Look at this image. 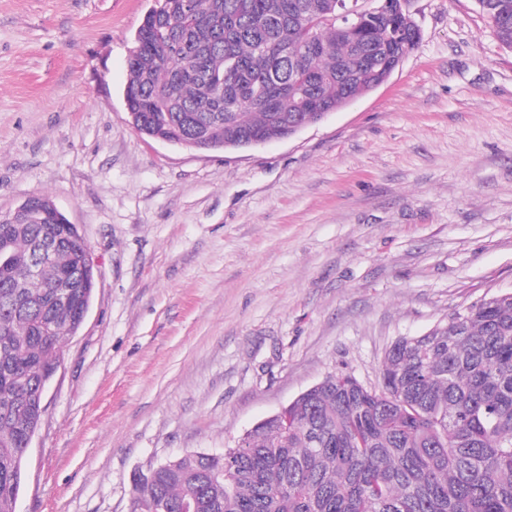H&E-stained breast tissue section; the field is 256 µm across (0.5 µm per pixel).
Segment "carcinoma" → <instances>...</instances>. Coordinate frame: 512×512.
Returning a JSON list of instances; mask_svg holds the SVG:
<instances>
[{
  "mask_svg": "<svg viewBox=\"0 0 512 512\" xmlns=\"http://www.w3.org/2000/svg\"><path fill=\"white\" fill-rule=\"evenodd\" d=\"M158 0L135 36L126 111L149 139L191 149L285 138L386 83L420 30L398 0ZM512 49V0H476ZM41 224H2L0 512H14L39 386L94 289L52 299L78 239L30 274ZM130 512H512V295L463 307L386 351L380 382L329 376L220 452L187 450L133 478Z\"/></svg>",
  "mask_w": 512,
  "mask_h": 512,
  "instance_id": "obj_1",
  "label": "carcinoma"
}]
</instances>
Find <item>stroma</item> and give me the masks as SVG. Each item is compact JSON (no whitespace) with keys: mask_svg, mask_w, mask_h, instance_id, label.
I'll return each instance as SVG.
<instances>
[{"mask_svg":"<svg viewBox=\"0 0 512 512\" xmlns=\"http://www.w3.org/2000/svg\"><path fill=\"white\" fill-rule=\"evenodd\" d=\"M155 0H0V213L48 195L96 288L15 512H129L133 476L234 446L332 374L512 292V49L475 0H409L385 84L296 135L141 136L128 58Z\"/></svg>","mask_w":512,"mask_h":512,"instance_id":"1","label":"stroma"}]
</instances>
